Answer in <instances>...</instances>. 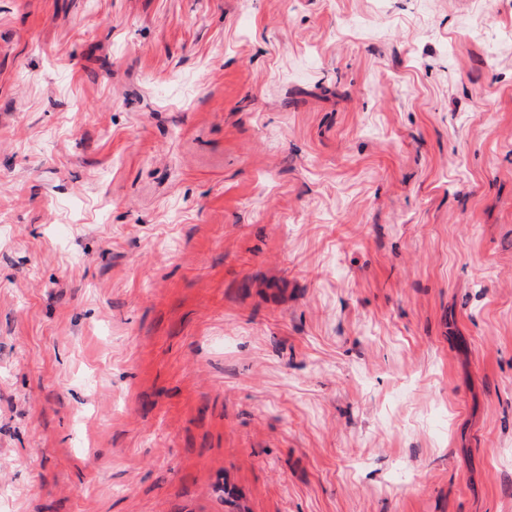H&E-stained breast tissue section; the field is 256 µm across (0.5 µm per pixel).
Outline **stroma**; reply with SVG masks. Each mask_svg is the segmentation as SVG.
<instances>
[{
	"mask_svg": "<svg viewBox=\"0 0 512 512\" xmlns=\"http://www.w3.org/2000/svg\"><path fill=\"white\" fill-rule=\"evenodd\" d=\"M0 512H512V0H0Z\"/></svg>",
	"mask_w": 512,
	"mask_h": 512,
	"instance_id": "1",
	"label": "stroma"
}]
</instances>
